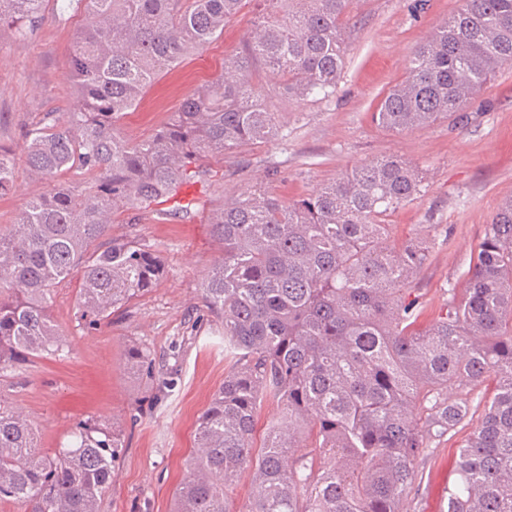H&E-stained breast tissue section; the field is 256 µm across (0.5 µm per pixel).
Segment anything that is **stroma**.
Here are the masks:
<instances>
[{
  "mask_svg": "<svg viewBox=\"0 0 512 512\" xmlns=\"http://www.w3.org/2000/svg\"><path fill=\"white\" fill-rule=\"evenodd\" d=\"M349 0L352 24L341 78L328 98L289 96L265 70L252 85L277 115L279 134L203 166L208 185L188 196L205 207L189 219L165 221L117 213L113 236L144 237L155 244L167 273L158 288L115 310L97 329L78 320L76 279L54 293L51 313L68 334L70 353L44 355L0 378V398L20 407L41 429L53 451L79 423L97 420L121 441L112 490L101 512H172L175 491L195 449L202 413L224 382V338L206 316L200 284L220 253L207 211L255 186L288 203L311 194L342 172L381 157L417 168L423 183L412 201L388 217L391 241L421 240L428 258L411 286L419 305L418 330L446 310L449 289L464 290L473 254L501 202L512 195V64L503 66L471 101L464 119L444 118L424 128L391 131L372 120L387 92L400 83L416 46L445 23L460 0ZM256 6L248 0L223 35L159 77L121 129L138 141L151 137L182 100L216 78L224 57L252 29ZM83 23L81 11L57 13L47 5L34 36L16 39L0 30V147L19 151L27 125L43 112H65L76 90L66 80L70 49ZM148 349L151 367L127 369L124 350ZM489 384L470 395V412L445 436L430 440L415 463L405 496L407 512H447L458 450L480 419Z\"/></svg>",
  "mask_w": 512,
  "mask_h": 512,
  "instance_id": "35a3bbf8",
  "label": "stroma"
}]
</instances>
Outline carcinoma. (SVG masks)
I'll return each mask as SVG.
<instances>
[{
	"label": "carcinoma",
	"mask_w": 512,
	"mask_h": 512,
	"mask_svg": "<svg viewBox=\"0 0 512 512\" xmlns=\"http://www.w3.org/2000/svg\"><path fill=\"white\" fill-rule=\"evenodd\" d=\"M47 2L0 0V27L31 37ZM244 2L60 0V11L78 7L87 19L67 75L77 96L24 134L22 160L45 190L0 231V374L68 347L49 308L69 277L78 275L80 318L91 329L160 286L156 249L110 237L112 215L163 220L168 211L157 205L172 201L188 216L200 202L183 188L207 176L199 161L277 136L252 68L288 94L336 91L348 0H260L256 29L224 58V73L184 98L153 136L126 139L120 121L146 87L223 34ZM511 63L512 0H462L414 49L373 120L392 131L427 127L461 111ZM16 169L15 154L0 148V196L14 191ZM420 185L418 169L383 157L288 204L259 187L210 211L222 255L201 294L230 366L198 419L174 512H403L429 439L463 420L473 387L490 378L484 414L459 449L447 512H512V197L487 225L464 294L448 290L445 316L417 332L408 285L426 247L391 243L387 217ZM125 364L148 365L150 353L131 346ZM269 401L282 416L256 449L255 416ZM117 447L108 428L85 422L49 454L38 424L0 399V498L27 512H100ZM244 470L252 492L234 508L228 491Z\"/></svg>",
	"instance_id": "obj_1"
}]
</instances>
